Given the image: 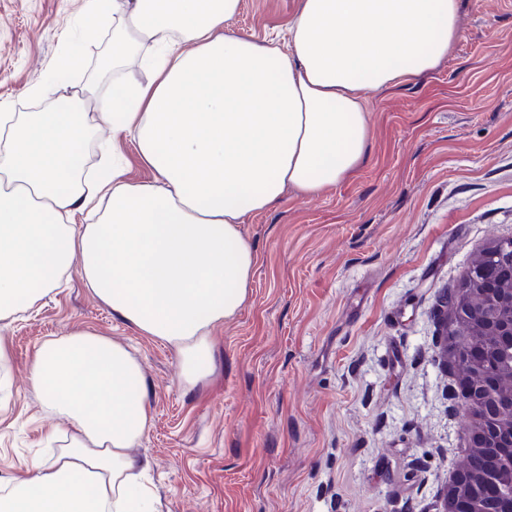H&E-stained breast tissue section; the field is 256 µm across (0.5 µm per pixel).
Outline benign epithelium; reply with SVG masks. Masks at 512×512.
Here are the masks:
<instances>
[{
	"mask_svg": "<svg viewBox=\"0 0 512 512\" xmlns=\"http://www.w3.org/2000/svg\"><path fill=\"white\" fill-rule=\"evenodd\" d=\"M494 268L476 265L462 288L445 291L440 300L439 313L451 316L460 328L482 336H493L505 345H512V238L501 240L488 252ZM470 337L457 336L454 340L453 365L458 371L472 367L467 357ZM495 365L474 371L464 393L457 395V406L469 413L486 407L491 410L488 421L475 423L471 444L482 450L496 448L502 435L512 440V384L494 392L481 383V375H490ZM480 490L472 480L469 461L459 468L454 484L447 491L441 512H464L468 502L479 497Z\"/></svg>",
	"mask_w": 512,
	"mask_h": 512,
	"instance_id": "7a95c632",
	"label": "benign epithelium"
}]
</instances>
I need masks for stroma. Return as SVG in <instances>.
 Listing matches in <instances>:
<instances>
[{"instance_id":"stroma-1","label":"stroma","mask_w":512,"mask_h":512,"mask_svg":"<svg viewBox=\"0 0 512 512\" xmlns=\"http://www.w3.org/2000/svg\"><path fill=\"white\" fill-rule=\"evenodd\" d=\"M294 0H240L230 30L287 49ZM85 0H0V113L40 105L64 74L107 93L111 25ZM460 35L436 68L367 96V157L321 194L288 191L242 225L257 261L244 307L212 336V372L186 389L175 350L95 298L78 266L32 311L0 322V478L68 443L29 385L36 351L78 328L139 359L152 420L147 460L161 512H441L468 446L441 355L442 293L512 237V0H460ZM92 169L117 144L125 177L152 173L127 139L90 140Z\"/></svg>"}]
</instances>
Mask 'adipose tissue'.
Wrapping results in <instances>:
<instances>
[{
	"label": "adipose tissue",
	"mask_w": 512,
	"mask_h": 512,
	"mask_svg": "<svg viewBox=\"0 0 512 512\" xmlns=\"http://www.w3.org/2000/svg\"><path fill=\"white\" fill-rule=\"evenodd\" d=\"M239 0H87L112 18L110 69L152 78L127 102L51 79L42 112L0 114V320L31 309L79 262L126 325L175 349L190 388L210 374L213 332L245 305L247 218L287 189L315 195L364 160L366 92L419 76L459 36V0H295L290 53L228 31ZM128 135L152 180L116 164L88 183L76 159L101 125ZM81 214L91 224L76 223ZM30 385L73 426L51 462L8 481L0 512H161L132 452L151 420L143 369L90 330L48 339Z\"/></svg>",
	"instance_id": "adipose-tissue-1"
}]
</instances>
